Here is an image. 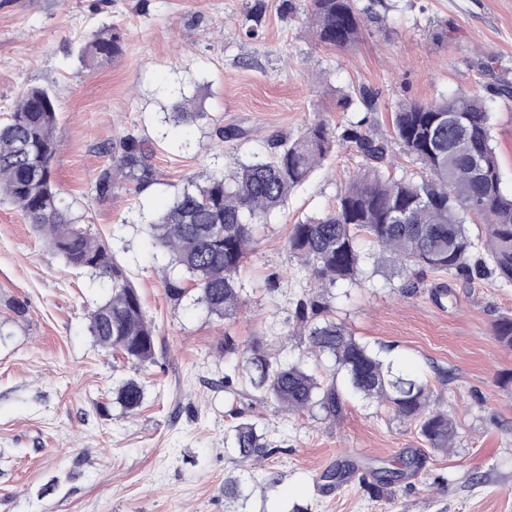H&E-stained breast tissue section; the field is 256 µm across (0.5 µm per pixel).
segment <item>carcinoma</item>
Instances as JSON below:
<instances>
[{
    "instance_id": "cac0c4a2",
    "label": "carcinoma",
    "mask_w": 512,
    "mask_h": 512,
    "mask_svg": "<svg viewBox=\"0 0 512 512\" xmlns=\"http://www.w3.org/2000/svg\"><path fill=\"white\" fill-rule=\"evenodd\" d=\"M313 35L320 45L348 47L362 23L355 0H310ZM122 36L108 29L84 47L91 61L107 60L121 51ZM462 115L467 134L457 136L445 125L446 114ZM171 117L197 122L205 113L176 103ZM57 120L51 92L25 90L7 122L0 123V195L15 205L26 223L49 240L68 266L87 270L112 282V296L89 314V330L102 348L120 353L136 365L154 361L156 329L143 308L138 291L124 268L102 243L94 241L62 206L54 182L53 132ZM365 119L343 129L340 137L367 163L346 185L336 205L321 215L292 226L288 249L310 278V288L296 304V324L274 340H295L306 357L329 366L322 372L301 361L282 360L260 338L240 344L224 337V356L234 355L233 372L224 375V393L234 400L248 385L263 401L294 414L321 413L336 418L346 392L385 407L402 422L414 425L427 447L446 452L456 437V423L442 408V394L428 382L397 371L383 348L359 341L336 320V284L364 275L358 240L366 237L393 254L399 275L424 269L448 273L455 281L472 282L492 270L512 284V193L502 187L498 156L492 145L489 112L480 95L440 98L401 104L392 118L393 140L376 139L363 129ZM421 166L417 178L396 179L387 174L392 144ZM332 149V136L322 121L311 124L296 140H269L268 154L242 163L231 177L222 172L183 189L151 230L155 244L169 254V264L188 274L197 302L209 315L226 319L237 314L240 288L237 276L256 242L258 226L284 205ZM112 163L96 182L106 196L121 177L139 187L153 181L151 155L144 141L127 134L108 147ZM478 153L484 170L467 168ZM481 224L482 240L472 238L469 225ZM487 253L489 262L473 258ZM165 291L175 303L187 288L183 280L164 276ZM494 335L512 349V316L494 326ZM145 398L135 378L115 389V403L126 413ZM237 422L226 437L225 453L233 460L257 465L274 452L258 424L241 410H231ZM418 455L402 467L385 468L383 486L396 484L403 469H419ZM358 465L347 462L322 475L329 485L348 481ZM252 490L238 475L224 477L225 512H249Z\"/></svg>"
}]
</instances>
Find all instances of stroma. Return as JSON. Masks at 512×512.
I'll list each match as a JSON object with an SVG mask.
<instances>
[{"instance_id": "obj_1", "label": "stroma", "mask_w": 512, "mask_h": 512, "mask_svg": "<svg viewBox=\"0 0 512 512\" xmlns=\"http://www.w3.org/2000/svg\"><path fill=\"white\" fill-rule=\"evenodd\" d=\"M364 25L348 49L315 41L309 0H0V121L29 87L51 89L58 115L53 170L63 204L109 246L156 324L154 362L135 366L98 346L88 314L112 293L109 280L68 266L0 202V512H224V477L255 491L252 512H512V349L493 325L512 314V285L496 275L471 284L430 270L401 292L389 256L362 241L369 276L349 284L336 316L371 347H389L399 370L435 381L456 419L450 453H427L422 469L376 491L353 477L326 485L344 460L362 469L397 466L422 447L415 426L348 396L334 420L290 417L245 396L246 417L277 451L262 466L224 453L234 418L224 393L225 337L277 336L293 321L307 279L288 251L293 224L333 207L365 164L348 143L334 149L264 221L240 275L242 306L231 319L173 303L162 280L168 257L150 225L205 170L265 156L275 135L295 140L322 119L334 132L366 119L392 136L408 101L481 95L490 113L502 186L512 192V0H357ZM117 28L122 51L90 63L84 46ZM375 95L373 112L359 88ZM206 117L166 118L175 95ZM241 138L220 141L218 128ZM133 134L151 153L155 180L95 191L105 148ZM452 293L440 295L443 285ZM25 309L16 315L14 305ZM147 390L123 413L112 391L126 378Z\"/></svg>"}]
</instances>
